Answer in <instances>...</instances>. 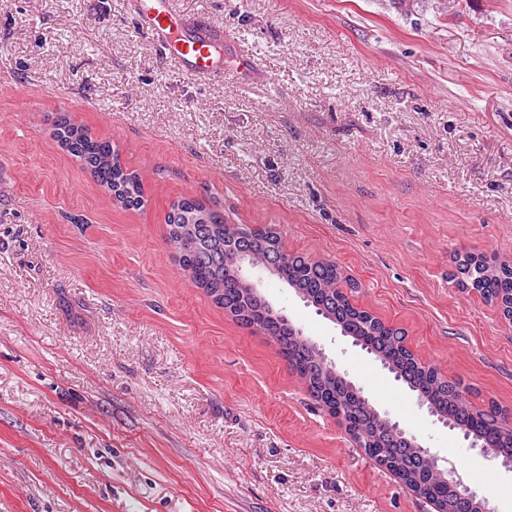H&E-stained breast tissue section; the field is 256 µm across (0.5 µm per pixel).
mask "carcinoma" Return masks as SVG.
<instances>
[{"label": "carcinoma", "mask_w": 512, "mask_h": 512, "mask_svg": "<svg viewBox=\"0 0 512 512\" xmlns=\"http://www.w3.org/2000/svg\"><path fill=\"white\" fill-rule=\"evenodd\" d=\"M52 136L122 208L138 210L144 205L141 176L129 169L109 138L92 135L66 116L56 119ZM165 224L166 244L196 287L241 325L257 326L272 338L288 366L308 380L309 393L332 416L352 427L367 449L395 446L392 436L369 410L368 400L345 378H323L315 354L291 337L288 324L270 312L260 297L237 282V260H247L262 271L267 254L283 249L269 227H243L237 235H228L224 212L196 197L173 202ZM456 265L459 286L475 289L490 303L500 299L512 305V266L471 253L458 255ZM274 277L293 288L318 314L361 340L365 350L387 364L410 391L430 400L457 429L512 457V432L499 422L502 410L494 404L486 410L474 408L461 384L448 381L405 348L403 329L385 326L354 307L348 294L341 291V273L336 263L283 253ZM396 463L409 483L450 506L457 504L454 490L427 464L411 456Z\"/></svg>", "instance_id": "carcinoma-1"}]
</instances>
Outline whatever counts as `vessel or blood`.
I'll list each match as a JSON object with an SVG mask.
<instances>
[{
	"instance_id": "b4317fda",
	"label": "vessel or blood",
	"mask_w": 512,
	"mask_h": 512,
	"mask_svg": "<svg viewBox=\"0 0 512 512\" xmlns=\"http://www.w3.org/2000/svg\"><path fill=\"white\" fill-rule=\"evenodd\" d=\"M134 12L139 29L188 77L205 81L220 74L222 37L208 29L193 31L176 0H135Z\"/></svg>"
}]
</instances>
